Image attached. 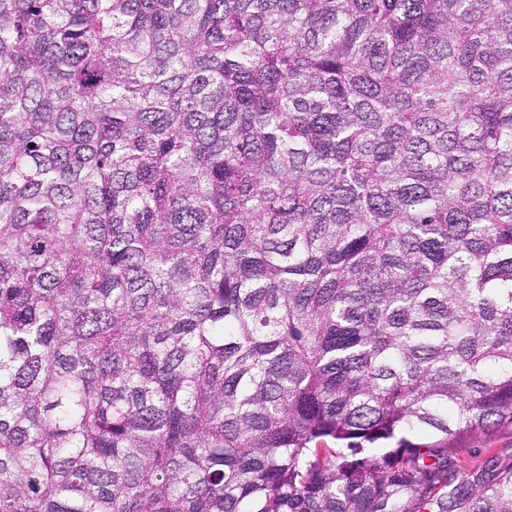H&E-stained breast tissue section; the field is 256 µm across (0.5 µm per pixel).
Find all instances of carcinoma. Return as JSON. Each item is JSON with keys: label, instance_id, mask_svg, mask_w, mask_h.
Returning a JSON list of instances; mask_svg holds the SVG:
<instances>
[{"label": "carcinoma", "instance_id": "cac0c4a2", "mask_svg": "<svg viewBox=\"0 0 512 512\" xmlns=\"http://www.w3.org/2000/svg\"><path fill=\"white\" fill-rule=\"evenodd\" d=\"M512 0H0V512H512ZM454 464L455 483L472 481L473 477L495 459L512 461V425H492L486 431L460 438L449 450Z\"/></svg>", "mask_w": 512, "mask_h": 512}]
</instances>
